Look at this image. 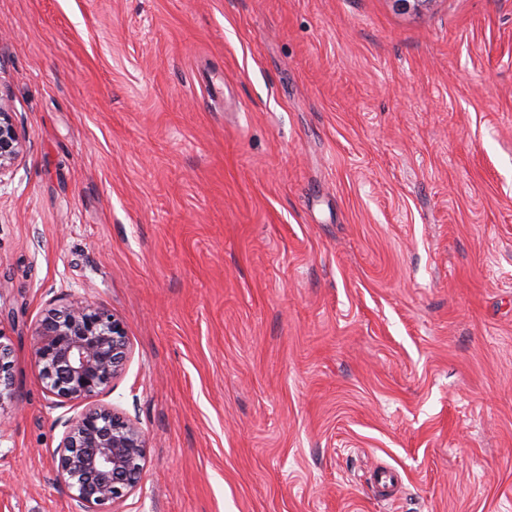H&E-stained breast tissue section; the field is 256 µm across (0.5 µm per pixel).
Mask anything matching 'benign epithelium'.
<instances>
[{"label":"benign epithelium","mask_w":512,"mask_h":512,"mask_svg":"<svg viewBox=\"0 0 512 512\" xmlns=\"http://www.w3.org/2000/svg\"><path fill=\"white\" fill-rule=\"evenodd\" d=\"M23 150L12 113L0 103V178ZM33 357L48 396L85 402L119 377L129 357L123 323L107 308L79 300L46 310L35 330ZM0 329V404L16 399L13 347ZM57 478L73 502L72 512H113L138 485L146 438L137 423L111 407L90 404L62 421Z\"/></svg>","instance_id":"1"}]
</instances>
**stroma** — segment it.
<instances>
[{
    "mask_svg": "<svg viewBox=\"0 0 512 512\" xmlns=\"http://www.w3.org/2000/svg\"><path fill=\"white\" fill-rule=\"evenodd\" d=\"M0 99V512H71L60 297L130 343L119 512H512V0H0ZM22 150V136L13 121L12 112H8L0 99V178L11 171ZM6 334L0 328V405L17 398L13 386V347L10 342L2 341Z\"/></svg>",
    "mask_w": 512,
    "mask_h": 512,
    "instance_id": "obj_1",
    "label": "stroma"
}]
</instances>
